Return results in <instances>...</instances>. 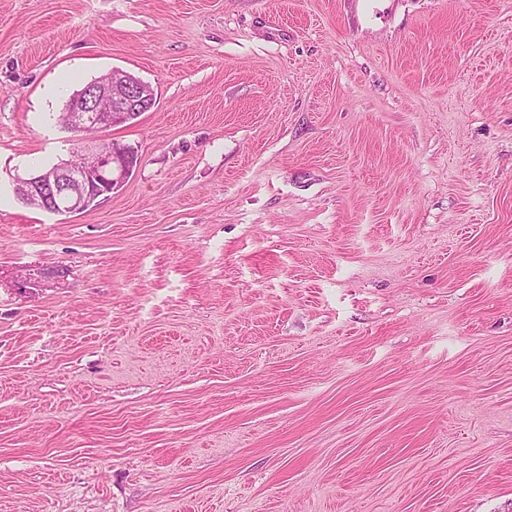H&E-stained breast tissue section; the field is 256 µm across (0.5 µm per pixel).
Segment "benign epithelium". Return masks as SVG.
I'll return each instance as SVG.
<instances>
[{
    "label": "benign epithelium",
    "mask_w": 512,
    "mask_h": 512,
    "mask_svg": "<svg viewBox=\"0 0 512 512\" xmlns=\"http://www.w3.org/2000/svg\"><path fill=\"white\" fill-rule=\"evenodd\" d=\"M155 105L149 84L114 68L72 97L67 107L66 130L79 135L123 125ZM131 167L123 147L110 151L77 147L69 159L53 168L20 178L26 188L25 204L51 213H77L85 202L112 192L125 182Z\"/></svg>",
    "instance_id": "benign-epithelium-1"
}]
</instances>
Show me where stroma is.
<instances>
[{"label": "stroma", "instance_id": "stroma-1", "mask_svg": "<svg viewBox=\"0 0 512 512\" xmlns=\"http://www.w3.org/2000/svg\"><path fill=\"white\" fill-rule=\"evenodd\" d=\"M0 512H512V0H0ZM99 98L107 99L109 105L97 106ZM155 102L149 84L127 71L114 68L72 97L67 110L65 107L68 112L66 130L77 137L86 130L102 132L138 118V115L151 110ZM114 144L116 148L112 142L111 151L78 146L68 160L43 173L18 179L16 185L26 188L25 204L51 213H77L87 200L112 193L132 171L124 148Z\"/></svg>", "mask_w": 512, "mask_h": 512}]
</instances>
